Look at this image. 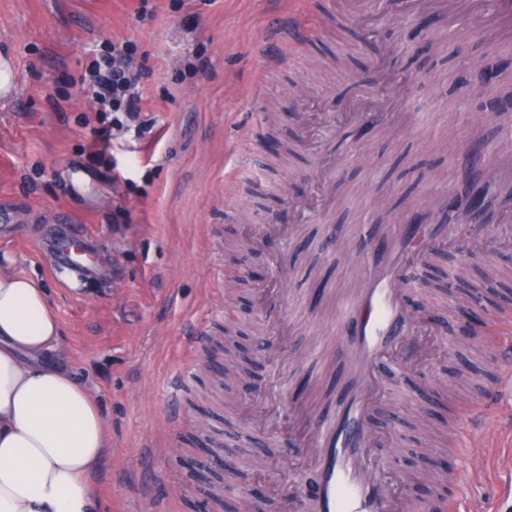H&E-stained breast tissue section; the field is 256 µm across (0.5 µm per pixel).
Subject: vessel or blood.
I'll return each instance as SVG.
<instances>
[{
	"label": "vessel or blood",
	"instance_id": "obj_1",
	"mask_svg": "<svg viewBox=\"0 0 512 512\" xmlns=\"http://www.w3.org/2000/svg\"><path fill=\"white\" fill-rule=\"evenodd\" d=\"M495 165L507 191L492 208L501 220L512 221V151L497 154ZM425 219L422 232L413 238L379 224L372 227L373 272L362 291L346 299L338 315L345 339L330 356L341 366L343 382L326 412L311 417L304 444L314 472L313 512H428L425 505L395 497L372 462L380 436L373 414L389 392L384 367L412 345L416 329L398 279L404 272L415 275L440 243L459 244L445 211L428 213ZM53 246L62 265L88 270L95 261L79 238L57 240ZM476 334L478 344L493 352L499 381L512 384V308L492 314ZM463 417L472 430L493 438L512 431V420L486 402L469 407Z\"/></svg>",
	"mask_w": 512,
	"mask_h": 512
}]
</instances>
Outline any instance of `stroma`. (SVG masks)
Instances as JSON below:
<instances>
[{
    "label": "stroma",
    "mask_w": 512,
    "mask_h": 512,
    "mask_svg": "<svg viewBox=\"0 0 512 512\" xmlns=\"http://www.w3.org/2000/svg\"><path fill=\"white\" fill-rule=\"evenodd\" d=\"M332 0H0V57L18 84L0 96V258L45 290L60 327L59 350L96 397L112 434L91 480L98 512H216L207 495L223 468L191 448L207 417L243 478L224 492L223 512H278L280 496L309 500L314 476L298 449L270 448L265 471L249 468L244 426L294 430V404L320 408L326 346L339 343L334 300L365 277L367 224L397 225L430 194L455 185L457 151L482 142L479 104L448 59L447 43L416 55L405 28L415 0H379L346 17ZM450 17L467 23L475 56L504 67L500 102L512 100V35L492 33L490 0ZM313 17L307 43L288 46V22ZM129 49L148 76L140 84L147 134L98 139L111 113L93 106L80 80L113 46ZM390 118L355 139L371 115ZM293 143L291 167L273 164V141ZM104 261L86 274L60 266L43 240L59 218ZM243 246L228 263L230 240ZM408 294L421 334L401 368V392L384 408L401 419L379 464L417 503L458 497L461 512H512V440L494 448L431 422L430 467L418 446L426 392L473 404L494 393L512 413V387L492 391V358L432 321L426 297ZM293 326L265 354L250 335L268 315ZM247 330L262 388L222 392L202 354L220 327Z\"/></svg>",
    "instance_id": "1"
}]
</instances>
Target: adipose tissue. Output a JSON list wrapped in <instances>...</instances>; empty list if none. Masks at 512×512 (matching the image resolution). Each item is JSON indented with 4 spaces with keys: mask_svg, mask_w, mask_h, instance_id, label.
<instances>
[{
    "mask_svg": "<svg viewBox=\"0 0 512 512\" xmlns=\"http://www.w3.org/2000/svg\"><path fill=\"white\" fill-rule=\"evenodd\" d=\"M59 326L44 288L0 265V512H96L90 474L111 445L93 394L47 364Z\"/></svg>",
    "mask_w": 512,
    "mask_h": 512,
    "instance_id": "adipose-tissue-1",
    "label": "adipose tissue"
}]
</instances>
